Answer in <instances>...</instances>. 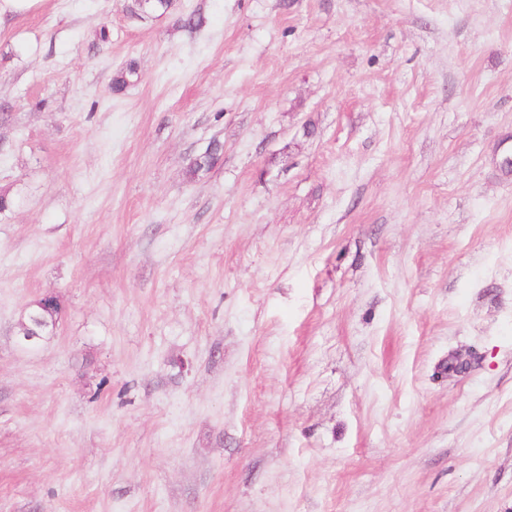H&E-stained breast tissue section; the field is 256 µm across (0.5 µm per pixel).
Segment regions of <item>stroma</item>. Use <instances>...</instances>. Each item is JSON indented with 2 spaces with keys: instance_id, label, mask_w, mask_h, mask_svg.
<instances>
[{
  "instance_id": "1",
  "label": "stroma",
  "mask_w": 512,
  "mask_h": 512,
  "mask_svg": "<svg viewBox=\"0 0 512 512\" xmlns=\"http://www.w3.org/2000/svg\"><path fill=\"white\" fill-rule=\"evenodd\" d=\"M0 105V512H512V0H45ZM224 146L222 143L213 142L202 154H197L188 158L186 166V175L194 179L200 173H205L213 169L221 158ZM36 301L37 300L35 299L27 305V307L24 311V314L22 316L23 321L26 323L29 321L30 316L40 314V315L44 316L45 319L48 321V325L45 327V329L43 331V336H46V338L48 336H53L54 331L56 330V329L54 330L55 322L53 321V318L50 315L44 314L43 311L40 308H38V306H40V307L45 306L48 309H55L58 307V308H60V310H61V306L52 296L41 297L37 304L38 306L34 304Z\"/></svg>"
}]
</instances>
